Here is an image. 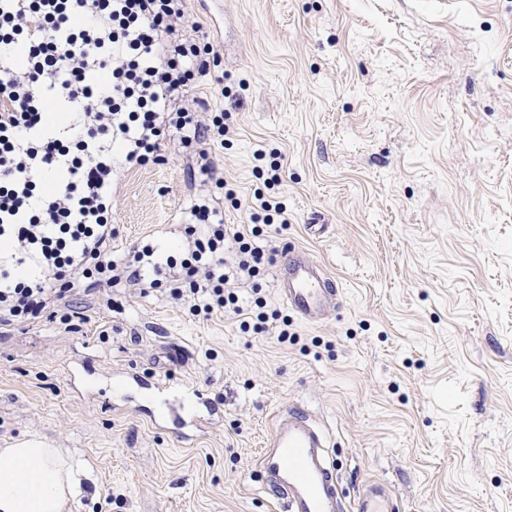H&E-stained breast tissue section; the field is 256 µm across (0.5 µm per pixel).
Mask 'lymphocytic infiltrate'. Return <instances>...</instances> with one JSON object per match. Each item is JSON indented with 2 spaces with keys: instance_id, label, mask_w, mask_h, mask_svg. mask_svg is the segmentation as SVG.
I'll list each match as a JSON object with an SVG mask.
<instances>
[{
  "instance_id": "1",
  "label": "lymphocytic infiltrate",
  "mask_w": 512,
  "mask_h": 512,
  "mask_svg": "<svg viewBox=\"0 0 512 512\" xmlns=\"http://www.w3.org/2000/svg\"><path fill=\"white\" fill-rule=\"evenodd\" d=\"M186 0H0V326L60 319L76 284L116 282L154 255L151 246L113 260L112 186L117 166L162 164L171 141L198 150L199 173L226 133L224 115L198 109L190 92L219 57L205 37L187 36ZM282 166L270 164L250 223L219 216L221 198L189 208L187 257L167 282L197 316L222 311L243 330L290 337L263 297L242 306L232 281L248 280L270 258L264 230L288 227L274 194Z\"/></svg>"
}]
</instances>
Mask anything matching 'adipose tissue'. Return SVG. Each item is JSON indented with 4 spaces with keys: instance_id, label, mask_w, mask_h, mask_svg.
<instances>
[{
    "instance_id": "1",
    "label": "adipose tissue",
    "mask_w": 512,
    "mask_h": 512,
    "mask_svg": "<svg viewBox=\"0 0 512 512\" xmlns=\"http://www.w3.org/2000/svg\"><path fill=\"white\" fill-rule=\"evenodd\" d=\"M78 473L60 449L24 440L0 450V512H70Z\"/></svg>"
}]
</instances>
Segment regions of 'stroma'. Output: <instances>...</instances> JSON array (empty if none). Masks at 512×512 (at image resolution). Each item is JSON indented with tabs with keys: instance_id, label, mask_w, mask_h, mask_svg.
Returning <instances> with one entry per match:
<instances>
[{
	"instance_id": "stroma-1",
	"label": "stroma",
	"mask_w": 512,
	"mask_h": 512,
	"mask_svg": "<svg viewBox=\"0 0 512 512\" xmlns=\"http://www.w3.org/2000/svg\"><path fill=\"white\" fill-rule=\"evenodd\" d=\"M222 63L194 89L229 114L225 223L249 221L256 151L281 154L288 229L342 285L294 339L195 317L150 288L80 284L75 328H0V448L83 464L75 512H279L255 471L276 412L307 407L354 499L400 512H512V0H187ZM195 153L121 170L116 258H183ZM185 351L174 362L170 351ZM117 371L169 381L116 394ZM208 414L177 439L189 411ZM354 512H396L399 510L395 496L383 485L372 483L359 493L351 506Z\"/></svg>"
}]
</instances>
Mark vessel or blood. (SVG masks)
<instances>
[{
	"instance_id": "vessel-or-blood-1",
	"label": "vessel or blood",
	"mask_w": 512,
	"mask_h": 512,
	"mask_svg": "<svg viewBox=\"0 0 512 512\" xmlns=\"http://www.w3.org/2000/svg\"><path fill=\"white\" fill-rule=\"evenodd\" d=\"M275 277L283 304L307 324L325 321L342 293L338 282L301 250L284 255ZM327 448L328 435L309 410L292 405L275 415L272 436L256 465L282 512H397L395 496L378 483L346 504Z\"/></svg>"
}]
</instances>
